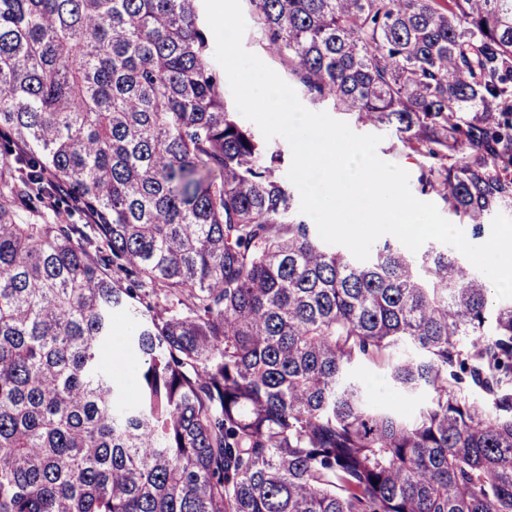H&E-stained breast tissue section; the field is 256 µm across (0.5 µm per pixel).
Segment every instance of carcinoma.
Listing matches in <instances>:
<instances>
[{"mask_svg": "<svg viewBox=\"0 0 512 512\" xmlns=\"http://www.w3.org/2000/svg\"><path fill=\"white\" fill-rule=\"evenodd\" d=\"M196 2L0 0V512H512V302L296 218ZM249 2L474 235L512 210V0ZM353 375L364 380L370 397L380 404H392L395 397L391 383L384 371L367 366L354 368Z\"/></svg>", "mask_w": 512, "mask_h": 512, "instance_id": "carcinoma-1", "label": "carcinoma"}]
</instances>
